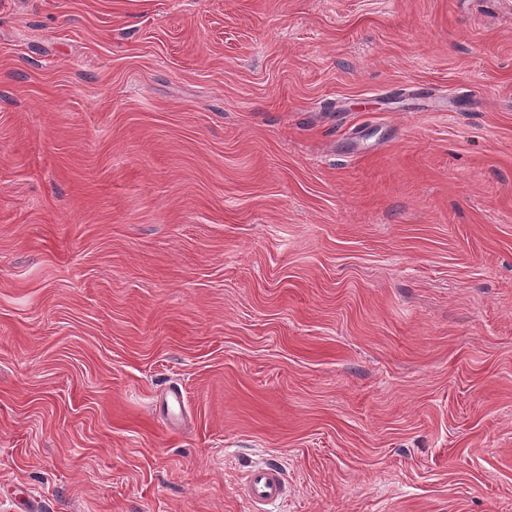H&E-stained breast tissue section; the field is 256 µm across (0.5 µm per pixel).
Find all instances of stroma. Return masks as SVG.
Instances as JSON below:
<instances>
[{
  "instance_id": "1",
  "label": "stroma",
  "mask_w": 512,
  "mask_h": 512,
  "mask_svg": "<svg viewBox=\"0 0 512 512\" xmlns=\"http://www.w3.org/2000/svg\"><path fill=\"white\" fill-rule=\"evenodd\" d=\"M266 460L512 512V14L0 0V512H253Z\"/></svg>"
}]
</instances>
